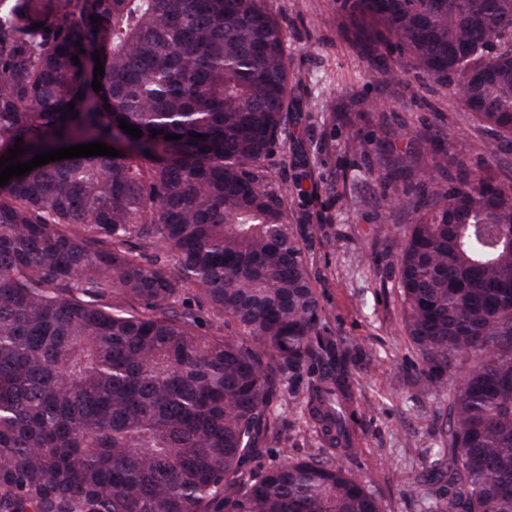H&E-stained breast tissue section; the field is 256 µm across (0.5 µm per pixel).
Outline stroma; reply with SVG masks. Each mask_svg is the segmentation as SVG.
Here are the masks:
<instances>
[{
  "instance_id": "1",
  "label": "stroma",
  "mask_w": 512,
  "mask_h": 512,
  "mask_svg": "<svg viewBox=\"0 0 512 512\" xmlns=\"http://www.w3.org/2000/svg\"><path fill=\"white\" fill-rule=\"evenodd\" d=\"M287 32L291 99L306 120L291 128L287 152L266 161L274 184L291 181L294 164L309 176L293 204L297 231L309 257L325 326L363 349L348 366L363 412L358 446L345 464L361 474L385 512H419L418 491L407 482L423 467L420 455L437 437L448 391L418 384L421 360L402 330L394 286L399 240L387 234L380 196L413 187L415 172L380 182L351 144L368 139L374 150L392 154L417 133L443 129L432 150L485 164L480 139L463 105L448 90L407 72L400 80L386 74L395 58L369 61L365 44L341 16L337 0H265ZM277 433L263 441L255 464L265 467L316 450L298 402L276 395Z\"/></svg>"
}]
</instances>
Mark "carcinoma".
<instances>
[{
	"label": "carcinoma",
	"mask_w": 512,
	"mask_h": 512,
	"mask_svg": "<svg viewBox=\"0 0 512 512\" xmlns=\"http://www.w3.org/2000/svg\"><path fill=\"white\" fill-rule=\"evenodd\" d=\"M339 2L459 98L489 160L512 152V0ZM286 38L265 0H0V159L19 138L21 163L120 152L0 186V512H383L342 462L362 349L322 326L290 188L264 164L288 142ZM418 162L409 146L392 166ZM447 167L430 157L384 204L410 216L392 231L420 383L448 388L415 483L422 512H512V181ZM285 381L321 452L254 468Z\"/></svg>",
	"instance_id": "carcinoma-1"
}]
</instances>
